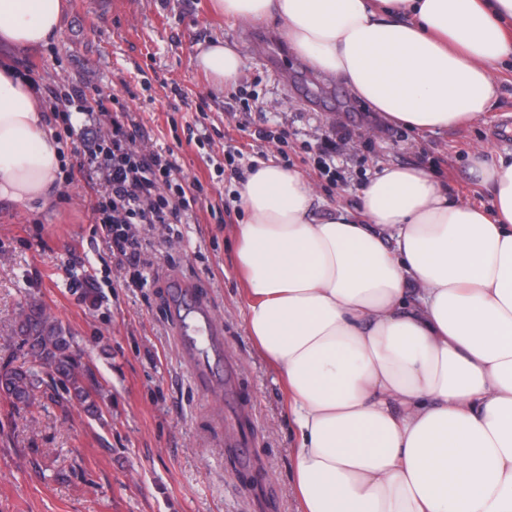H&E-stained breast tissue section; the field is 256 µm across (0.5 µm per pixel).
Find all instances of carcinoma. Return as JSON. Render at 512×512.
<instances>
[{
	"mask_svg": "<svg viewBox=\"0 0 512 512\" xmlns=\"http://www.w3.org/2000/svg\"><path fill=\"white\" fill-rule=\"evenodd\" d=\"M14 339L26 350L24 362L0 369V396L28 404L35 392L58 405L97 408L96 385L73 351V336L46 313L32 309L18 322Z\"/></svg>",
	"mask_w": 512,
	"mask_h": 512,
	"instance_id": "obj_1",
	"label": "carcinoma"
}]
</instances>
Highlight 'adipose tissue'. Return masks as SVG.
<instances>
[{
    "mask_svg": "<svg viewBox=\"0 0 512 512\" xmlns=\"http://www.w3.org/2000/svg\"><path fill=\"white\" fill-rule=\"evenodd\" d=\"M214 3L278 22L313 69L421 132L485 119L512 61V0ZM61 13L0 0V45L47 42ZM196 63L221 86L242 75L220 39ZM61 159L35 93L0 67V203L48 205ZM469 173L491 206L389 165L359 220L271 162L239 188L246 327L282 378L300 512H512V150L474 148Z\"/></svg>",
    "mask_w": 512,
    "mask_h": 512,
    "instance_id": "ef3b65f1",
    "label": "adipose tissue"
}]
</instances>
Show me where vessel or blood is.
<instances>
[{"mask_svg": "<svg viewBox=\"0 0 512 512\" xmlns=\"http://www.w3.org/2000/svg\"><path fill=\"white\" fill-rule=\"evenodd\" d=\"M172 286V321L181 338L184 360L192 365L195 378L203 388L223 380L218 357L222 354L223 339L211 308L195 299L191 287L175 280Z\"/></svg>", "mask_w": 512, "mask_h": 512, "instance_id": "obj_1", "label": "vessel or blood"}]
</instances>
